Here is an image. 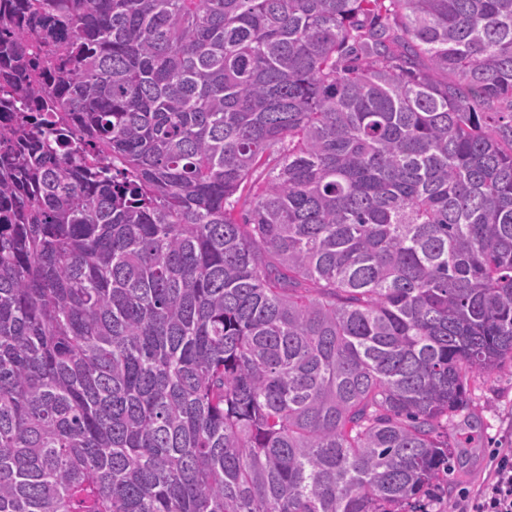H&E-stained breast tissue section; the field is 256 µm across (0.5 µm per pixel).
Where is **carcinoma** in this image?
<instances>
[{"label": "carcinoma", "mask_w": 512, "mask_h": 512, "mask_svg": "<svg viewBox=\"0 0 512 512\" xmlns=\"http://www.w3.org/2000/svg\"><path fill=\"white\" fill-rule=\"evenodd\" d=\"M511 99L512 0H13L0 512H424L512 363Z\"/></svg>", "instance_id": "carcinoma-1"}]
</instances>
